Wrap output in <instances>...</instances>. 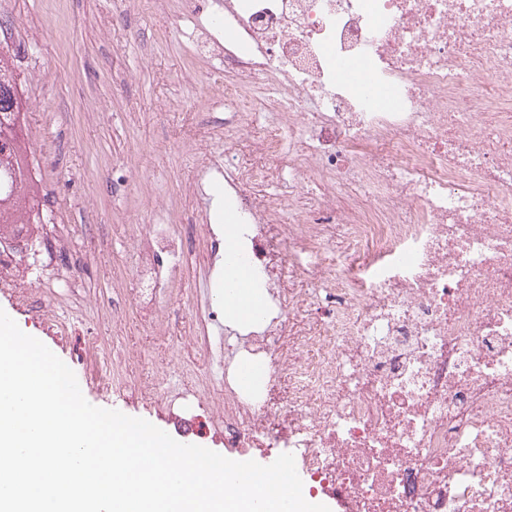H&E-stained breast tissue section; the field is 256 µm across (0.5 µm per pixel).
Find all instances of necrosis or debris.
<instances>
[{
  "label": "necrosis or debris",
  "instance_id": "4bbe7bcc",
  "mask_svg": "<svg viewBox=\"0 0 512 512\" xmlns=\"http://www.w3.org/2000/svg\"><path fill=\"white\" fill-rule=\"evenodd\" d=\"M225 24L247 46L224 51L225 100L259 83L274 112L225 113L237 161L199 173L223 175L237 250L273 292L254 330L224 333L272 373L195 401L220 409L225 447L288 444L338 512H512V0H226L190 38L218 48ZM340 58L367 81L338 78ZM146 232L151 303L181 243Z\"/></svg>",
  "mask_w": 512,
  "mask_h": 512
}]
</instances>
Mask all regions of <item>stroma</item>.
<instances>
[{"label":"stroma","mask_w":512,"mask_h":512,"mask_svg":"<svg viewBox=\"0 0 512 512\" xmlns=\"http://www.w3.org/2000/svg\"><path fill=\"white\" fill-rule=\"evenodd\" d=\"M17 14L26 23L11 40L28 52L18 70L47 74L21 91L40 197L57 210L58 225H35L38 255L6 273L36 300L25 305L14 286L0 288V309L82 379L89 403L223 452L210 406L191 414L198 428L190 433L184 408L147 399L139 385L151 379L160 391L188 393L203 382L217 387L224 375L219 327L197 339L199 315L223 308L209 285L213 248L202 227L220 220L203 219L190 194L197 159L182 136L193 125L223 137L224 84L215 75L224 59L194 50L184 0H149L137 11L122 0H0V21ZM96 100L106 101L105 111L91 109ZM145 224L173 225L183 237L180 287L154 306L133 298L135 269L152 258L138 231ZM49 264L74 267L80 288L46 287ZM158 316L167 324L162 334L152 327Z\"/></svg>","instance_id":"35a3bbf8"}]
</instances>
